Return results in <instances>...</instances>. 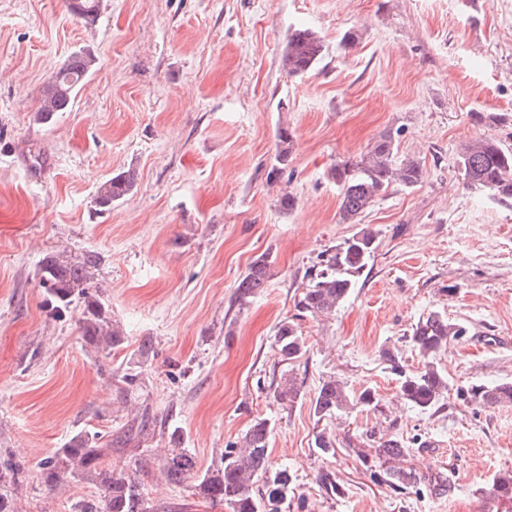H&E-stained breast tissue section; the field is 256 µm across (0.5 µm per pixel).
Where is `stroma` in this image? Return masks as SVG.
Segmentation results:
<instances>
[{"label":"stroma","mask_w":512,"mask_h":512,"mask_svg":"<svg viewBox=\"0 0 512 512\" xmlns=\"http://www.w3.org/2000/svg\"><path fill=\"white\" fill-rule=\"evenodd\" d=\"M298 26L325 51L291 77L282 50ZM83 49L96 70L70 111L42 122L50 76ZM489 113L502 123L477 122ZM283 124L295 147L275 175ZM390 130L398 158L419 160L425 177L344 222L331 171ZM484 134L512 146V0H101L91 22L66 0H0V467L19 470L17 512H72L95 495L86 481L47 489L40 462L147 405L182 431L199 475L252 419L269 418V467L292 476L282 512H486L483 490L512 472V404L455 396L512 382V205L467 188L458 168L463 144ZM131 166L136 189L97 211L99 185ZM363 227L376 250L352 293L332 314L297 316L308 268ZM89 252L125 336L108 356L84 350L77 313L54 315L39 282L45 255ZM262 254L273 277L238 307V280ZM432 311L468 328L436 358L451 394L435 413L398 397L382 357L398 350L418 370L408 338ZM290 319L307 350L288 364L274 336ZM146 337L144 388L118 403L101 370ZM285 371L305 396L291 408L268 389ZM330 376L381 406L327 421L336 452L323 456L309 400ZM369 430L402 440L417 474L450 472L453 494L400 496L374 482L354 453ZM326 476L341 494L325 491ZM193 486L150 477L145 499L223 512Z\"/></svg>","instance_id":"obj_1"}]
</instances>
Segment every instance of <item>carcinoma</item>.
<instances>
[{"mask_svg": "<svg viewBox=\"0 0 512 512\" xmlns=\"http://www.w3.org/2000/svg\"><path fill=\"white\" fill-rule=\"evenodd\" d=\"M70 11L85 20L96 18L100 0H70ZM321 38L307 28L288 31L283 48L282 63L290 77L308 73L323 57ZM97 57L90 50H82L65 60L52 74L43 90L38 113L40 119L49 121L57 112L72 107L83 81L93 73ZM294 149V135L288 126L276 130V153L272 171L288 167ZM395 140L386 132L360 155L336 165L334 176L340 187V215L350 221L368 209L389 188L399 183L414 187L424 178L420 161L406 158L393 164ZM459 165L466 186L487 191L497 201L512 204V147L504 146L489 136H479L465 143L459 155ZM137 170L129 167L112 175L98 188L96 204L102 209L122 200L136 187ZM376 248V234L367 227L361 228L335 251L307 271V283L295 299L299 314L319 316L330 314L344 302L355 288ZM97 256L85 255L74 259L65 254H49L39 265L40 285L53 310L65 313L70 309L79 312L78 327L85 349L111 354L112 349L124 343L122 328L112 321L109 308L99 286L94 282L90 268ZM272 278L269 256L262 254L249 263L238 281L235 302L243 307L250 299L267 287ZM467 333V328L438 311L420 319L412 329L409 342L423 361L420 370H404L399 352L386 349L383 357L393 373L400 377L399 397L411 406L431 410L442 406L447 399L448 380L438 370L435 359L447 349L448 343ZM275 346L282 360L291 362L305 352V340L295 323L285 321L276 330ZM153 356L152 341L142 340L137 357L110 372L115 399L125 403L143 380L145 367ZM269 391L279 406L293 407L303 399L301 385L283 373L271 378ZM462 400L474 401L484 408H495L512 402V383L494 385L475 384L457 391ZM360 405L378 409L380 400L369 390L352 396L343 381L334 376L324 379L311 400L317 421H327L351 407ZM162 427L150 408L123 424L106 447L99 446L103 436L79 431L53 456L40 463V476L48 488L67 480H90L100 489L96 498L84 499L75 506V512H147L143 495L144 481L153 473L152 464L173 485L188 479L196 467L193 453L182 447L179 430L168 434L169 447L161 453L149 454L125 449L134 439L146 440ZM273 426L266 417H256L246 430L240 447L224 450L220 464L199 476L194 488L197 495L211 506H222L228 512H280V505L288 497L292 477L287 470L270 471L268 447ZM120 452H129L127 464L112 467L110 446ZM314 446L323 455L336 452V438L327 428L314 435ZM354 453L370 477L401 495L417 485H425L435 495L450 494L454 485L451 477L420 476L405 465L409 449L397 439L380 440L370 448H356ZM16 483L9 471L0 472V512H15L8 487ZM488 499L497 503H512V472L496 475L488 490Z\"/></svg>", "mask_w": 512, "mask_h": 512, "instance_id": "1", "label": "carcinoma"}]
</instances>
